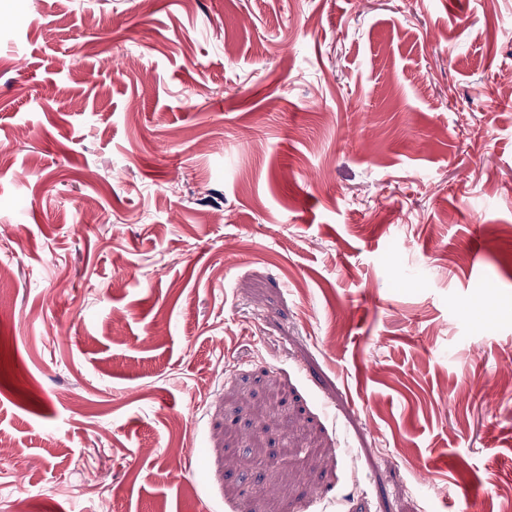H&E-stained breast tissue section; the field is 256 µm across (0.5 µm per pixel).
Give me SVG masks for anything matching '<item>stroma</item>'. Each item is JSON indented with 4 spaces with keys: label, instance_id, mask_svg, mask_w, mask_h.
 I'll return each mask as SVG.
<instances>
[{
    "label": "stroma",
    "instance_id": "1",
    "mask_svg": "<svg viewBox=\"0 0 512 512\" xmlns=\"http://www.w3.org/2000/svg\"><path fill=\"white\" fill-rule=\"evenodd\" d=\"M511 346L512 0H0V512H491Z\"/></svg>",
    "mask_w": 512,
    "mask_h": 512
}]
</instances>
